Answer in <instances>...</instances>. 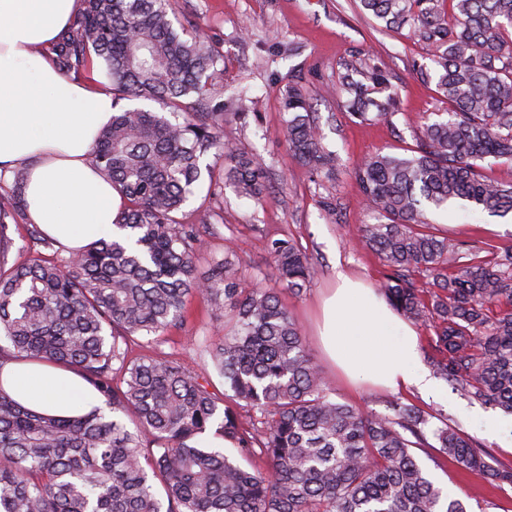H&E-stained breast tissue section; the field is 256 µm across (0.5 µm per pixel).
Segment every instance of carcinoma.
<instances>
[{"label":"carcinoma","instance_id":"1","mask_svg":"<svg viewBox=\"0 0 512 512\" xmlns=\"http://www.w3.org/2000/svg\"><path fill=\"white\" fill-rule=\"evenodd\" d=\"M388 31L409 27L436 67L447 117L425 122L409 156L376 152L352 174L375 219L362 242L387 273L376 290L404 317L434 327V374L469 397L512 414V248L459 263L458 249L429 230L428 210L462 200L512 214V181L481 161L512 163V0H360ZM171 0H83L52 51L65 76L105 68L116 98L157 100L180 116L123 108L101 133L92 163L123 198L122 235L67 256L36 224L30 250L7 265L10 225L0 216V361L42 359L79 373L108 412L59 417L23 406L0 386V512H468L448 497L415 450L438 445L436 465L512 483L481 443L399 400L389 415L332 398L280 291L300 295L313 270L293 239L271 242L281 290L248 288L236 251L200 276L208 246L183 207L203 179L265 195L259 156L230 143L222 105L210 99L224 56L199 31L175 25ZM343 107L365 121L392 117L387 72L345 62ZM283 135L312 174H332L305 95L288 87ZM224 147L223 175L203 165ZM426 277L418 284L416 276ZM195 295L224 315L208 354L232 395L219 401L177 360L131 358L140 337L184 323ZM511 308L493 313L501 302ZM231 444L199 440L209 430Z\"/></svg>","mask_w":512,"mask_h":512}]
</instances>
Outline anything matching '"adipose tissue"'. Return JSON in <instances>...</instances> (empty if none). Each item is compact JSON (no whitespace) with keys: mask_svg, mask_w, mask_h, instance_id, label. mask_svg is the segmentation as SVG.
I'll return each instance as SVG.
<instances>
[{"mask_svg":"<svg viewBox=\"0 0 512 512\" xmlns=\"http://www.w3.org/2000/svg\"><path fill=\"white\" fill-rule=\"evenodd\" d=\"M82 0H0V169L24 174L29 223L70 250L111 237L121 200L91 161L99 131L117 110L111 89L62 76L51 48ZM319 336L352 383L399 393H436L418 335L376 289L336 272ZM0 386L23 406L56 416L98 398L76 372L31 360L0 363Z\"/></svg>","mask_w":512,"mask_h":512,"instance_id":"obj_1","label":"adipose tissue"}]
</instances>
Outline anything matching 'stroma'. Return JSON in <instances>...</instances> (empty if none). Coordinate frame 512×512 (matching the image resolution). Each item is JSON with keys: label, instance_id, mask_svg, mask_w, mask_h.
<instances>
[{"label": "stroma", "instance_id": "stroma-1", "mask_svg": "<svg viewBox=\"0 0 512 512\" xmlns=\"http://www.w3.org/2000/svg\"><path fill=\"white\" fill-rule=\"evenodd\" d=\"M178 21L203 32L224 55V79L211 91L213 103L224 106V137L260 156L267 170L263 202L238 197L231 186L219 194L198 185L184 210L189 221L201 223L206 209L224 218L207 251L196 257L201 274H209L224 256V240L232 238L248 285L274 287L268 240L293 238L308 251L314 275L300 296L283 300L305 336L311 356L335 390L337 401L384 415L393 393L355 389L339 376L324 355L317 336L320 304L336 286V270L374 284L385 268L363 247L357 227L369 223L359 188L350 174L366 154L382 151L400 155L413 147L423 121L441 119L448 106L434 82L422 81L420 71H433L427 49L409 30H385L357 0H173ZM371 58L392 75L391 120L361 121L341 105L336 74L342 63ZM300 88L323 135L337 157L336 175H312L298 164L281 133L284 96ZM434 231L455 244L462 260L487 256L512 247V216L489 215L462 202L448 211L431 212ZM181 329L158 341H140L137 356L172 357L186 368L205 374L208 388L224 395V379L213 367L205 340L221 329L224 318L206 303L190 298ZM402 401L447 418L449 425L475 437L497 463L512 465V416L470 399L463 391L440 382L434 395L405 393ZM417 457L449 497L461 500L468 512H512V485L481 478L447 462L436 467L425 450Z\"/></svg>", "mask_w": 512, "mask_h": 512}]
</instances>
